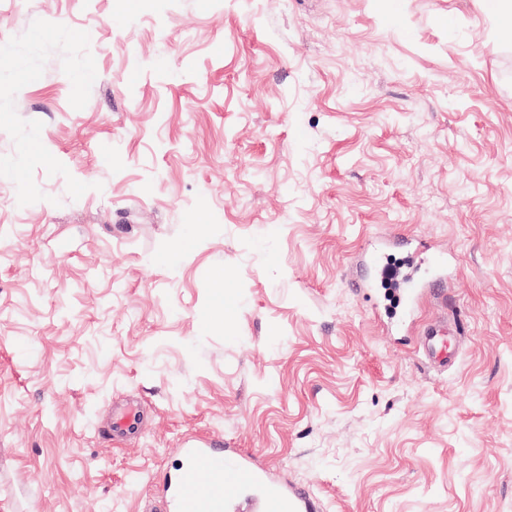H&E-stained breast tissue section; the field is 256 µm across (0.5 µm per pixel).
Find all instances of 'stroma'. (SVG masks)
<instances>
[{"instance_id": "35a3bbf8", "label": "stroma", "mask_w": 512, "mask_h": 512, "mask_svg": "<svg viewBox=\"0 0 512 512\" xmlns=\"http://www.w3.org/2000/svg\"><path fill=\"white\" fill-rule=\"evenodd\" d=\"M493 0H0V512H140L185 437L324 512H512ZM449 261L400 317L364 257ZM462 320L459 358L428 327ZM138 400L142 437L99 429ZM440 335V336H437ZM448 335V336H447ZM457 339V332L452 328L442 327L435 334L429 336L428 355L441 367L448 366L456 360L455 347L451 342Z\"/></svg>"}]
</instances>
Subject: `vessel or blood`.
Masks as SVG:
<instances>
[{"label":"vessel or blood","instance_id":"1","mask_svg":"<svg viewBox=\"0 0 512 512\" xmlns=\"http://www.w3.org/2000/svg\"><path fill=\"white\" fill-rule=\"evenodd\" d=\"M457 333L441 328L430 336L428 355L439 366L455 362ZM144 432L143 408L129 400L115 405L106 432L114 442H134ZM180 462L151 498L144 512H318L315 498L304 489L276 478L254 454L215 446L204 437L187 440Z\"/></svg>","mask_w":512,"mask_h":512}]
</instances>
